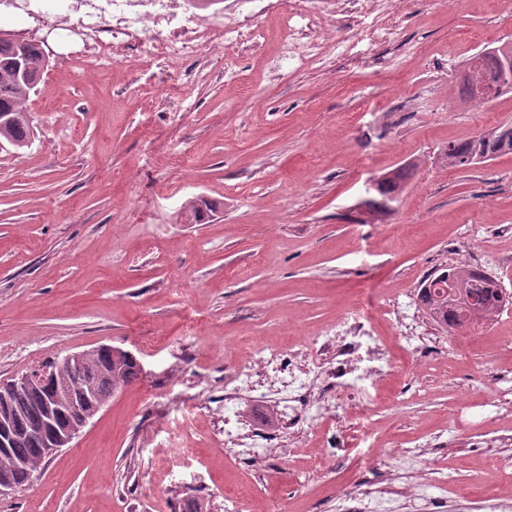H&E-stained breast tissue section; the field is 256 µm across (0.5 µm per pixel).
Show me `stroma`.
Instances as JSON below:
<instances>
[{
  "label": "stroma",
  "instance_id": "obj_1",
  "mask_svg": "<svg viewBox=\"0 0 512 512\" xmlns=\"http://www.w3.org/2000/svg\"><path fill=\"white\" fill-rule=\"evenodd\" d=\"M261 51H204L168 74L128 59L74 64L82 45L45 28L50 64L27 102L35 138L0 148V384L100 346L142 367L0 512H337L368 487L512 497V307L449 332L422 308L424 277L481 265L512 293V154L465 169L451 141L512 125V94L461 103L456 74L512 41V0H393L334 15L333 50L292 73L271 68L281 19L259 15ZM385 24L397 42H373ZM184 93L188 107L168 111ZM410 177L372 219L376 182ZM218 200L204 224L181 220ZM356 322V366L336 412L289 432L266 386L224 393L251 350L301 353L326 384L323 339ZM394 366L382 372L380 355ZM233 418L291 442L264 467L224 444ZM443 448L407 470L404 452Z\"/></svg>",
  "mask_w": 512,
  "mask_h": 512
}]
</instances>
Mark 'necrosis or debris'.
<instances>
[{"instance_id":"obj_1","label":"necrosis or debris","mask_w":512,"mask_h":512,"mask_svg":"<svg viewBox=\"0 0 512 512\" xmlns=\"http://www.w3.org/2000/svg\"><path fill=\"white\" fill-rule=\"evenodd\" d=\"M228 8L198 14L187 0H88L90 10L78 19L86 50L77 64H108L115 54L130 55L141 66L162 68L194 58L206 47L232 49L246 42L260 43L263 32L253 22L256 14L280 11L281 0H231ZM336 0H294L284 15L276 68L300 67L323 54V45L308 23L335 13ZM282 419L299 424L312 409H335L321 390L296 373L280 378L277 387Z\"/></svg>"}]
</instances>
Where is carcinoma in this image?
<instances>
[{
    "instance_id": "carcinoma-1",
    "label": "carcinoma",
    "mask_w": 512,
    "mask_h": 512,
    "mask_svg": "<svg viewBox=\"0 0 512 512\" xmlns=\"http://www.w3.org/2000/svg\"><path fill=\"white\" fill-rule=\"evenodd\" d=\"M25 62L28 71L41 77L48 68L43 53L33 44L20 45L0 37V137L13 147L29 146L34 132L28 117L26 102L37 85L16 76L18 64ZM442 162L450 167L466 168L475 164V158L492 160L512 153V126L500 125L478 139L452 141L443 148ZM407 172L398 169L382 182L381 199L377 212L385 214L404 188ZM420 299L431 317L442 327L461 326L470 319L488 318L501 310L498 284L486 273L464 265L438 271L423 281ZM57 383L69 389V403L53 417V423L66 426L86 410L85 395L92 392L103 399L114 388L138 377L136 363L125 359L110 361L103 349L88 353L81 367L49 364ZM55 406L47 390L38 393L17 391L9 409L0 410V419L7 422L13 441L7 448L0 447V478L9 479L18 487L30 480L46 460L43 429L45 410Z\"/></svg>"
}]
</instances>
